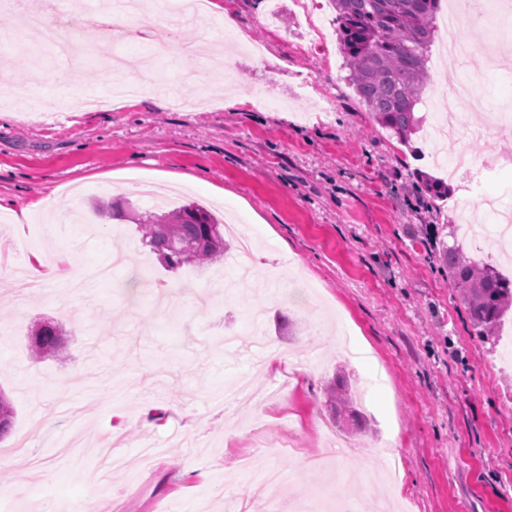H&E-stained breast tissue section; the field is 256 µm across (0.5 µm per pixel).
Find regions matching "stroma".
I'll return each instance as SVG.
<instances>
[{"label": "stroma", "instance_id": "35a3bbf8", "mask_svg": "<svg viewBox=\"0 0 512 512\" xmlns=\"http://www.w3.org/2000/svg\"><path fill=\"white\" fill-rule=\"evenodd\" d=\"M459 2L470 53L452 69L431 59L424 123L405 144L359 102L337 33L318 39L307 28L334 21L329 0H306V21L279 0L275 29L264 23L268 0H235L228 82L197 54L151 53L157 17L143 6L114 51L150 55L157 94H196L186 72L241 98L228 106L210 95L201 112L113 98L108 69L92 59L71 68L47 52L32 78L17 17L0 11V57L10 59L0 96V391L15 408L0 442V512H55L66 499L114 501L121 512H264L253 489L271 467L287 508L325 495L349 512L355 497H378L356 492L349 472L393 469L392 496L410 498L412 512H512V411L502 407L512 371L487 368L503 343L474 336L438 254L466 216L486 220L483 199L512 204V123L486 126L488 113L512 108V73L485 63L501 18L481 0ZM64 70L70 88L32 92ZM460 80L485 100L461 140L476 161H496L479 182L431 158L437 96ZM20 93L29 108L14 107ZM86 96L108 104L60 111ZM118 171L162 188L197 176L180 201L254 237L250 287L225 288L220 263L166 270L135 224L154 202L116 186ZM422 174L446 179L459 205L424 200ZM54 194L60 229L50 237L36 203ZM112 199L125 217L100 224L94 206ZM121 254L110 284L76 292L56 278L60 259L99 268ZM33 255L41 266L30 267ZM20 269L42 289L21 287ZM172 285L189 305L171 302ZM40 319L62 327L65 348L37 362L27 327ZM337 328L371 352L380 385L352 434L360 449L311 468L306 455L332 417L327 385L340 373L354 389L366 380L340 356ZM273 352L282 362L269 371ZM242 379L251 397L225 404V387Z\"/></svg>", "mask_w": 512, "mask_h": 512}]
</instances>
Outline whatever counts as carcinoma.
Segmentation results:
<instances>
[{"label": "carcinoma", "mask_w": 512, "mask_h": 512, "mask_svg": "<svg viewBox=\"0 0 512 512\" xmlns=\"http://www.w3.org/2000/svg\"><path fill=\"white\" fill-rule=\"evenodd\" d=\"M339 24L349 81L375 122L399 141L422 126L415 115L429 79L428 63L434 43L440 0H332ZM422 186L438 200L448 198L449 185L426 178ZM142 243L162 265L202 269L224 259V225L207 209L184 204L162 215L150 214L139 224ZM448 282L459 290L474 335L490 339L506 313L512 311V280L489 265L467 257L456 243L442 249ZM30 349L37 358L53 357L63 349L62 329L46 321L28 327ZM336 424L363 426V416L345 379L338 375L328 386ZM15 411L0 392V440L13 427Z\"/></svg>", "instance_id": "cac0c4a2"}]
</instances>
